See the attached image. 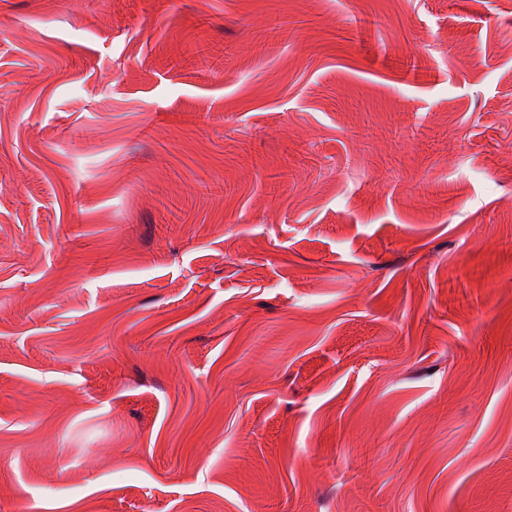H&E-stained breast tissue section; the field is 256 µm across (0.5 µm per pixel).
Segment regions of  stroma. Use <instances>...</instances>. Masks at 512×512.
<instances>
[{
	"label": "stroma",
	"instance_id": "obj_1",
	"mask_svg": "<svg viewBox=\"0 0 512 512\" xmlns=\"http://www.w3.org/2000/svg\"><path fill=\"white\" fill-rule=\"evenodd\" d=\"M0 512H512V0H0Z\"/></svg>",
	"mask_w": 512,
	"mask_h": 512
}]
</instances>
